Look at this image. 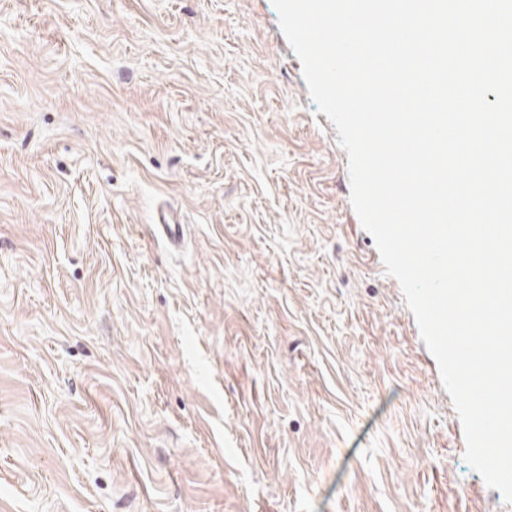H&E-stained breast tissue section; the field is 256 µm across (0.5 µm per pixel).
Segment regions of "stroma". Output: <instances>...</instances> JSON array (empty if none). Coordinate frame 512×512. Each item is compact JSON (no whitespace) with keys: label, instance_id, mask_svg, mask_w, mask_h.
I'll return each instance as SVG.
<instances>
[{"label":"stroma","instance_id":"obj_1","mask_svg":"<svg viewBox=\"0 0 512 512\" xmlns=\"http://www.w3.org/2000/svg\"><path fill=\"white\" fill-rule=\"evenodd\" d=\"M464 452L272 0H0V512H512ZM155 227L158 228L171 244L178 243L184 238L185 224L181 220L172 218L167 212H161L158 215Z\"/></svg>","mask_w":512,"mask_h":512}]
</instances>
